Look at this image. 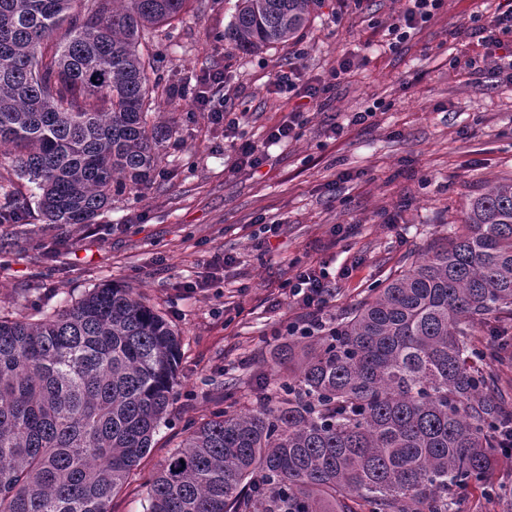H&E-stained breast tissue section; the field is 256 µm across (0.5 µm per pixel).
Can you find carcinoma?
Returning <instances> with one entry per match:
<instances>
[{
  "instance_id": "1",
  "label": "carcinoma",
  "mask_w": 512,
  "mask_h": 512,
  "mask_svg": "<svg viewBox=\"0 0 512 512\" xmlns=\"http://www.w3.org/2000/svg\"><path fill=\"white\" fill-rule=\"evenodd\" d=\"M188 0H0V148L45 224H92L150 186L172 135L151 120L150 25ZM320 0H236L224 40L296 43ZM67 25L62 40L57 30ZM512 317V178L322 336L285 345L267 403L190 430L144 512H452L488 488L512 409L495 344ZM180 340L131 288L0 316V512H112L172 399ZM496 326L497 328L493 329L492 327ZM491 326L488 325H479L475 329L474 335L472 336L474 342L477 345H481L485 343L487 340L493 339L494 336L491 333H495L496 331L498 333L506 334V338L508 339V349L509 351L512 349V319L510 316L502 318V321L500 323H493Z\"/></svg>"
}]
</instances>
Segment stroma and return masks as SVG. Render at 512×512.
Masks as SVG:
<instances>
[{"label": "stroma", "mask_w": 512, "mask_h": 512, "mask_svg": "<svg viewBox=\"0 0 512 512\" xmlns=\"http://www.w3.org/2000/svg\"><path fill=\"white\" fill-rule=\"evenodd\" d=\"M499 0H442L415 36L389 49L387 24L406 0H322L305 30L300 65L328 76L349 55L325 104L303 113L296 138L273 145L259 169L236 168L234 139L260 141L298 100L271 93L291 47L232 50L224 29L235 0H189L174 25L149 29L144 54L161 81L154 120L171 126L160 175L115 196L91 225L43 223L34 184L0 156V200L23 199L22 219L0 224V311H46L105 283L134 289L181 339L173 399L148 455L113 500L112 512H144L145 483L225 396L254 406L283 368L278 348L302 308L286 283L300 265L324 264L332 293L322 312L336 322L376 284L403 270L457 227L486 181L512 178V86L464 65L477 41L463 23ZM224 71L239 125L233 138L198 111L201 78ZM381 101L364 123L355 113ZM278 222L276 233L265 222ZM222 257L224 265L211 261ZM474 490L459 512H512V459Z\"/></svg>", "instance_id": "obj_1"}]
</instances>
